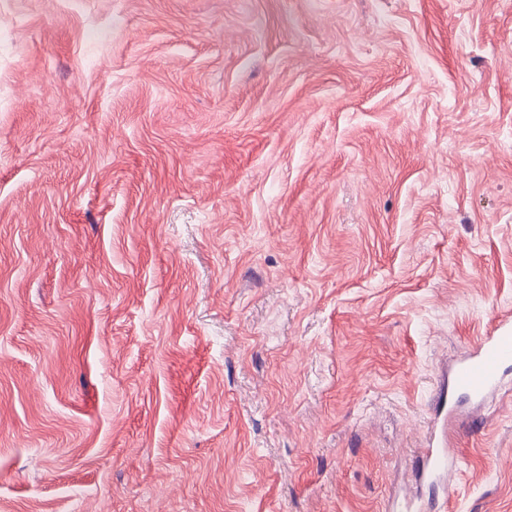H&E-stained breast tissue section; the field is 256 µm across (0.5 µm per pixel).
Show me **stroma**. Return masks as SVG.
I'll list each match as a JSON object with an SVG mask.
<instances>
[{"label":"stroma","instance_id":"stroma-1","mask_svg":"<svg viewBox=\"0 0 512 512\" xmlns=\"http://www.w3.org/2000/svg\"><path fill=\"white\" fill-rule=\"evenodd\" d=\"M512 0H0V512H512ZM512 364V323L499 320L487 336L467 347L454 367L450 387L477 404L501 384L503 371ZM454 409L448 408L447 415L442 418L440 425V436H437V428L439 424V417L435 421L429 432V437L425 448L422 450V458L424 462L426 475H439L447 472L451 466V458L448 455L447 443L444 440L446 437V429L448 428V419L453 417Z\"/></svg>","mask_w":512,"mask_h":512}]
</instances>
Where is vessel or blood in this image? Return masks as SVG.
Instances as JSON below:
<instances>
[{"label":"vessel or blood","mask_w":512,"mask_h":512,"mask_svg":"<svg viewBox=\"0 0 512 512\" xmlns=\"http://www.w3.org/2000/svg\"><path fill=\"white\" fill-rule=\"evenodd\" d=\"M512 365V322L498 321L492 331L470 344L454 367L450 387L453 392L483 403L501 384L503 371ZM426 475H439L451 466L447 444L430 434L422 450Z\"/></svg>","instance_id":"obj_1"}]
</instances>
